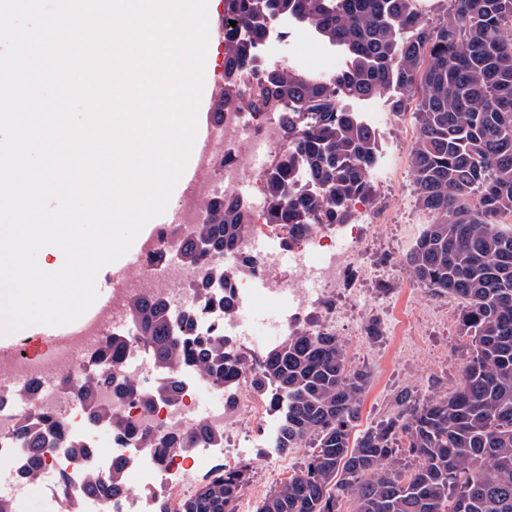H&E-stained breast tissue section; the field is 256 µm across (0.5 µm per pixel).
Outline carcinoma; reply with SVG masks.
Instances as JSON below:
<instances>
[{"instance_id": "cac0c4a2", "label": "carcinoma", "mask_w": 512, "mask_h": 512, "mask_svg": "<svg viewBox=\"0 0 512 512\" xmlns=\"http://www.w3.org/2000/svg\"><path fill=\"white\" fill-rule=\"evenodd\" d=\"M284 17L342 49L349 66L330 77L257 66L259 42ZM224 44V110L242 96L240 75L258 67L256 107L284 113L288 162L266 172L265 196L267 223L287 229V245L304 232L350 223L353 201L373 200L378 135L343 99L393 89L392 108L402 113L418 97L409 155L413 196L428 222L403 263L418 286L457 301L469 356L452 393L403 392L393 416L362 429L371 375L350 365L334 333L290 334L256 368L224 335L201 339L190 316L143 297L129 309L136 339L163 370L193 366L224 390L230 407L236 378L252 369L251 390L269 399L281 421L277 451L307 449L290 481L266 494L257 512H343V501L353 504L350 512H512V0H449L435 23L415 0H224ZM206 207V222L181 241V254L201 270L200 304L227 310L231 298L216 289L229 287V275L209 253L233 248L249 217L237 200ZM129 340L112 334L106 351L117 360ZM67 381L94 421L114 434L131 429L96 404L104 379ZM181 393L176 379L154 391L172 402ZM20 434L29 458L18 478L29 484L48 450L33 424ZM202 437H211L204 423L191 436L143 442L162 459L193 451ZM248 475L247 462L218 465L176 507L161 499L154 510L236 512ZM124 491L120 463L105 475L89 468L84 493L108 500Z\"/></svg>"}]
</instances>
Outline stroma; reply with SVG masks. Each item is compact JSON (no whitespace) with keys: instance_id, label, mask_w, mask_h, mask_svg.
Masks as SVG:
<instances>
[{"instance_id":"obj_1","label":"stroma","mask_w":512,"mask_h":512,"mask_svg":"<svg viewBox=\"0 0 512 512\" xmlns=\"http://www.w3.org/2000/svg\"><path fill=\"white\" fill-rule=\"evenodd\" d=\"M280 43V63L292 69L314 74L318 69L337 72L347 65L346 56L317 37L307 26L289 23L286 34H274ZM392 92L369 99H348L347 110L371 125L379 135V162L371 173L375 210L381 211L387 227L370 242L368 261L388 256L397 263L396 273L388 279L370 283L371 292L382 303L370 312V319L387 315L405 318L411 308L421 307L434 313L435 319L406 331L402 336L379 335L369 340L371 359L353 355L355 365L366 366L371 382L362 405L363 424H372L388 418L396 410L395 399L402 390L415 394L448 393L460 379L469 349L459 327H446L438 316L455 307L456 302L443 295H435L413 282L409 271L402 267L407 246L417 236L424 215L415 205L412 194L409 146L415 135L411 112L395 113L391 107ZM423 344V351L407 353L412 341ZM302 452L282 455L273 448L250 449L246 459L252 466L249 492L243 493L237 503V512H255L260 498L279 484L278 474L287 465H299Z\"/></svg>"}]
</instances>
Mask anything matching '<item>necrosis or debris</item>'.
<instances>
[{
  "label": "necrosis or debris",
  "instance_id": "obj_1",
  "mask_svg": "<svg viewBox=\"0 0 512 512\" xmlns=\"http://www.w3.org/2000/svg\"><path fill=\"white\" fill-rule=\"evenodd\" d=\"M287 152L288 143L277 116L259 112L249 120L242 117L240 110L226 112L216 122L210 144L212 164L224 171V182L212 188V196L238 197L250 179L252 160L262 158L272 166ZM178 209L179 223L156 225L150 243L160 265L146 268L145 274L152 280L151 295L166 299L177 312L192 315L195 332H222L243 350L251 347V324L255 321L268 335L277 338L314 326L359 342L358 324L325 306L324 301L361 269H368L374 279L389 273L386 262L370 266L364 263L366 238L379 223L363 203H355L354 219L345 225L341 239H333L322 231L306 232L297 244L285 248L281 245L282 226L265 223V199L255 197L249 208V231L223 255L224 265L232 274L229 291L236 300L228 315L199 308L195 273L182 265L176 255L179 239L205 222L207 212L192 196L183 199ZM260 301L274 307L275 315L256 316L252 306ZM81 322L79 334L50 343L34 344L20 338L15 353L0 364V462L13 471L29 453L18 439L19 426L28 416L29 408L20 404L17 396L26 391L35 399L39 411L54 422L53 427L43 430L47 444L57 449L51 468L56 475L70 477L79 512H152V497L157 493L178 502L191 488L195 473L205 467L207 455L162 460L156 449L144 447L141 437L190 434L201 420L213 430L224 431L228 425L225 408L215 405L208 408L205 417H198L201 377L192 370L180 375L182 399L178 404L145 401L142 391L163 384L165 372L140 347H131L116 362L104 355L106 339L102 328L108 324L106 315L95 319L85 316ZM111 327L118 333L129 330L125 321ZM88 371L113 377L114 381L120 378L138 384L141 393L137 396L122 394L114 382L99 392L101 402L111 405L114 413L133 424L132 434L108 435L106 427L90 420L87 409L70 392L66 376ZM247 387L246 380H239L242 409L251 426L248 432L225 442L224 465L228 468L244 458L247 448L267 447L278 431V421L267 399L252 397ZM76 440L91 448V459L100 471H108L113 462H126L131 488L113 496L108 503L86 498L80 490L81 477L74 469L71 444Z\"/></svg>",
  "mask_w": 512,
  "mask_h": 512
}]
</instances>
